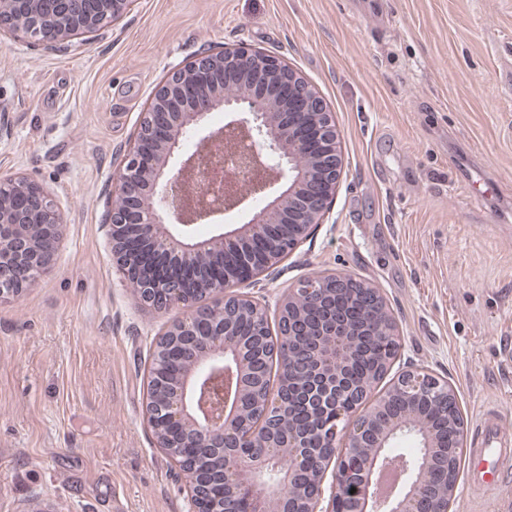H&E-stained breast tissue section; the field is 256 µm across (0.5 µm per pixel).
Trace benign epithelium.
I'll use <instances>...</instances> for the list:
<instances>
[{
  "mask_svg": "<svg viewBox=\"0 0 512 512\" xmlns=\"http://www.w3.org/2000/svg\"><path fill=\"white\" fill-rule=\"evenodd\" d=\"M134 0H0V33L32 46L55 47L97 32L119 19ZM235 119L213 130L211 113ZM222 146L216 162L195 150L177 161L190 138ZM341 175L333 113L308 80L283 58L246 46L203 51L169 72L141 113L133 143L114 177L103 223L110 228L117 270L139 303L155 312L175 304L191 309L156 341L154 365L180 369L163 395H146L144 417L158 446L190 474L192 512H228L224 484L276 506V512H319L323 483L332 472L325 512H382L373 492L378 471L389 466L386 448L408 429L420 439L415 467L386 500L387 512H450L457 481L434 485L428 470L441 457L438 437L415 402L433 400L449 423L464 429L457 394L446 380L422 368L396 372L372 402L341 381L355 333L342 319L307 343L299 312L334 295L365 304L363 329L384 339L386 304L379 291L350 275L316 274L301 280L284 301L273 357L288 375L310 382L308 398L332 416L319 430L321 455H309L307 436L286 420V391L248 373L253 352L268 340L264 307L238 292V279H259L291 253L328 213ZM272 196L251 219V236L275 229L266 242L263 268L224 267V250L239 236L219 234L188 243L173 223H214L247 195ZM64 213L41 183L23 174L0 175V302L15 298L52 267ZM250 302L260 324L242 337L237 320ZM255 394L259 423L243 424L240 398ZM284 468L275 487L261 485L268 468Z\"/></svg>",
  "mask_w": 512,
  "mask_h": 512,
  "instance_id": "7a95c632",
  "label": "benign epithelium"
}]
</instances>
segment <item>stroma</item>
Masks as SVG:
<instances>
[{
  "label": "stroma",
  "instance_id": "stroma-1",
  "mask_svg": "<svg viewBox=\"0 0 512 512\" xmlns=\"http://www.w3.org/2000/svg\"><path fill=\"white\" fill-rule=\"evenodd\" d=\"M282 56L335 114L331 210L290 255L240 284L277 324L320 273L378 288L395 369L455 387L473 447L512 431V0H134L110 27L52 48L0 37V173L62 203L53 269L0 304V512H191L143 408L153 344L184 307H139L103 213L140 114L207 48ZM254 201L203 241L252 219ZM512 512L459 473L451 512Z\"/></svg>",
  "mask_w": 512,
  "mask_h": 512
}]
</instances>
